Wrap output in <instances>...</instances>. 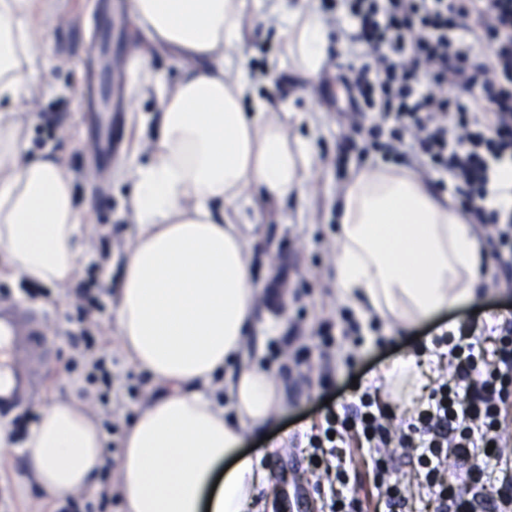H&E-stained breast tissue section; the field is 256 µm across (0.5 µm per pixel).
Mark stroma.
<instances>
[{
    "instance_id": "1",
    "label": "stroma",
    "mask_w": 512,
    "mask_h": 512,
    "mask_svg": "<svg viewBox=\"0 0 512 512\" xmlns=\"http://www.w3.org/2000/svg\"><path fill=\"white\" fill-rule=\"evenodd\" d=\"M92 0H45L41 17L44 40L38 66L26 77L32 88L18 102L0 100L1 112L16 113L19 135L26 145L23 160L44 154L69 173L74 201L83 216V250L79 269L65 284L45 286V294L28 299L20 279H0V302L30 307L44 315L50 354L44 381L35 400L17 409L40 414L57 397L69 396L81 385L83 371L72 361L76 323L62 321L82 288L84 269L90 262L102 263L109 275L102 300L105 311L94 333L112 339V402L116 420L127 429L132 418L151 397L160 392L151 377L140 371L115 339L114 316L118 288L127 253L134 244L136 226L126 209L135 186L134 172L147 165L154 153L159 117V92L173 87L184 65L170 49L153 48L149 69L154 89L139 87L142 73L134 71L125 87L128 110L124 136L137 138V145H124L121 158L105 168L97 167L87 153L86 131L81 112L79 85L82 62L92 50ZM335 67L320 80L306 81L286 57L277 27L265 7L253 14L252 34L236 61L253 81V92L244 101L246 111L267 105L273 112H290L291 138L306 142L313 157V175L298 197L269 204L253 200L243 211L255 226L250 260L257 286H265L274 265L290 274L292 290L284 308L256 304V320L244 346L243 356L259 361L277 379L281 393L280 412L264 427L246 438V452L258 456L266 483L253 492L254 512H290L294 493H302L299 512H321L304 448L313 424L328 406L354 400L368 386L382 385L381 372L395 360L415 356L428 366L435 326L421 325L416 332L396 323H370L361 318V332L343 335L340 312L346 304L334 280L333 261L337 222L334 203L343 190L351 168L380 162L370 150L366 136L343 125L329 101L337 92L336 78L352 56L346 44L337 47ZM491 284L476 308L456 311L450 318L459 325H483L486 313L512 320V270L488 268ZM138 397H130L129 388ZM27 433L11 437L9 451L0 456V476L9 491L0 495V512H40L45 500L28 484L22 467Z\"/></svg>"
}]
</instances>
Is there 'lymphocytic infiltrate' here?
Returning <instances> with one entry per match:
<instances>
[{
    "label": "lymphocytic infiltrate",
    "instance_id": "f902f5d3",
    "mask_svg": "<svg viewBox=\"0 0 512 512\" xmlns=\"http://www.w3.org/2000/svg\"><path fill=\"white\" fill-rule=\"evenodd\" d=\"M323 22L360 48L340 82L353 124L368 128L384 162L413 158L417 173L452 176L467 198L470 223H489L497 265L512 268V207L490 209L498 168L512 167V0H315ZM439 366L435 386L420 400L403 433L377 392H364L343 412L327 411L309 439L308 464L329 512H363L346 466L350 443L373 451L378 512H403L404 480L391 476L389 448L416 452L414 480L434 512H512V494L490 493L480 458L512 465L503 425L512 414V327L483 339L462 336ZM85 384L78 393L98 403L107 436L112 413V358L86 336L76 352ZM465 465L452 470L449 458Z\"/></svg>",
    "mask_w": 512,
    "mask_h": 512
}]
</instances>
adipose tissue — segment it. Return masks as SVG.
<instances>
[{"mask_svg":"<svg viewBox=\"0 0 512 512\" xmlns=\"http://www.w3.org/2000/svg\"><path fill=\"white\" fill-rule=\"evenodd\" d=\"M249 0H132L142 56L153 47L192 60L160 98L151 162L137 169L128 207L137 226L115 312L127 355L164 392L127 430L116 475L124 512H247L262 479L243 453L248 432L280 410L272 374L241 364L224 395L216 373L242 353L255 321L246 193L280 203L303 194L308 146L288 118L244 111L250 84L233 71ZM285 54L318 80L328 35L311 0H269ZM39 0H0V100L28 96L25 68L38 62ZM24 146L14 113H0V276L53 284L73 276L81 213L71 179L52 157L17 165ZM335 283L364 316L423 321L480 299L484 243L454 207L413 174L383 167L350 173L336 201ZM29 481L56 500L91 486L103 468L101 432L73 401L45 407L25 444Z\"/></svg>","mask_w":512,"mask_h":512,"instance_id":"1","label":"adipose tissue"}]
</instances>
